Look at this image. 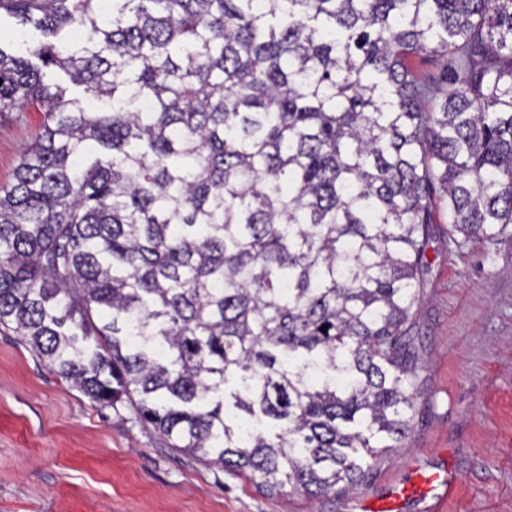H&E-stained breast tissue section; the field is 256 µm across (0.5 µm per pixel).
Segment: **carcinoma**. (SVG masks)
Masks as SVG:
<instances>
[{
	"mask_svg": "<svg viewBox=\"0 0 512 512\" xmlns=\"http://www.w3.org/2000/svg\"><path fill=\"white\" fill-rule=\"evenodd\" d=\"M0 12L82 35L0 44V112L44 117L0 186V333L268 494L347 493L404 447L437 205L450 237L512 235V0ZM45 72L46 80L49 83L57 84L64 88L67 92L68 98L79 99L84 105H87L94 111H97L101 108L102 104L99 101L91 99L84 91L83 86H77L73 84L69 77L62 71L57 69H50L45 70Z\"/></svg>",
	"mask_w": 512,
	"mask_h": 512,
	"instance_id": "cac0c4a2",
	"label": "carcinoma"
}]
</instances>
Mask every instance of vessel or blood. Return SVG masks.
<instances>
[{
	"instance_id": "1",
	"label": "vessel or blood",
	"mask_w": 512,
	"mask_h": 512,
	"mask_svg": "<svg viewBox=\"0 0 512 512\" xmlns=\"http://www.w3.org/2000/svg\"><path fill=\"white\" fill-rule=\"evenodd\" d=\"M415 483H404L390 490L384 499L371 512H399L402 501L414 496L416 489H423L424 498L429 503L430 512H438L439 506L456 496L462 483L460 476L447 468L432 467L419 469L414 473Z\"/></svg>"
}]
</instances>
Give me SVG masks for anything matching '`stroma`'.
Instances as JSON below:
<instances>
[{"mask_svg":"<svg viewBox=\"0 0 512 512\" xmlns=\"http://www.w3.org/2000/svg\"><path fill=\"white\" fill-rule=\"evenodd\" d=\"M43 117L0 114V185ZM414 327L425 372L404 447L343 496L268 495L166 448L129 408L102 410L14 334H0V512H364L414 462L463 483L443 512H512V239L450 244L438 206Z\"/></svg>","mask_w":512,"mask_h":512,"instance_id":"stroma-1","label":"stroma"}]
</instances>
